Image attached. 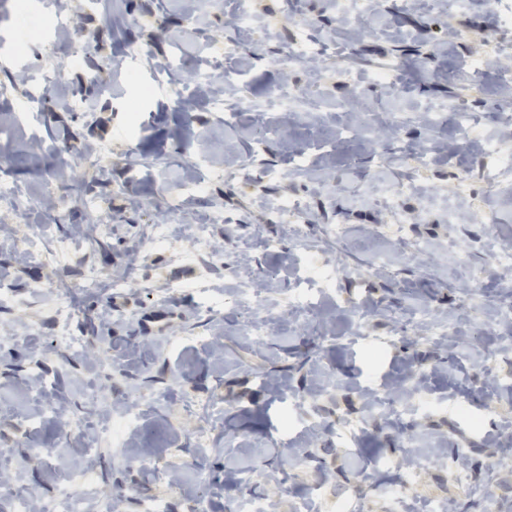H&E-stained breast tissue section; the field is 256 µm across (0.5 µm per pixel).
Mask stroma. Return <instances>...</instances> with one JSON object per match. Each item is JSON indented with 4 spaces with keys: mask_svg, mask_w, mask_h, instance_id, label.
<instances>
[{
    "mask_svg": "<svg viewBox=\"0 0 512 512\" xmlns=\"http://www.w3.org/2000/svg\"><path fill=\"white\" fill-rule=\"evenodd\" d=\"M13 2L0 0V117L12 125L0 175L19 189L0 198V473L52 499L65 472L37 466L33 449L81 465L78 422L109 425L111 409L154 394L129 441L95 454L120 512L158 499L167 512H295L316 488L310 512H512V320L498 312L512 281L490 263L512 247V179H489L490 146L512 148L496 69L512 62V30L498 11L370 0L352 25L335 0H250L244 31L240 0H85L64 39L55 0H27L45 27L26 40ZM304 36L322 55L283 69L284 48ZM480 56L493 64L475 79ZM395 60L401 99L370 79ZM56 66L63 86L50 95L40 76ZM223 67L238 86L221 83ZM287 83L319 108L271 106ZM440 106L474 115L477 145L461 144L454 121L429 126ZM72 131L105 159L72 165ZM434 142L446 152L422 161ZM299 164L307 173L290 175ZM84 180L103 185L98 211ZM284 200L296 228L276 217ZM149 224L168 225L177 248L146 240ZM337 225L343 237L330 236ZM79 228L87 239L50 263ZM200 237L222 247L206 269L189 255ZM324 263L332 281L317 276ZM92 271L129 286L82 291ZM263 281L296 306L256 336L239 300ZM61 298L80 349L59 337ZM153 453L177 463L179 483L126 462Z\"/></svg>",
    "mask_w": 512,
    "mask_h": 512,
    "instance_id": "obj_1",
    "label": "stroma"
}]
</instances>
